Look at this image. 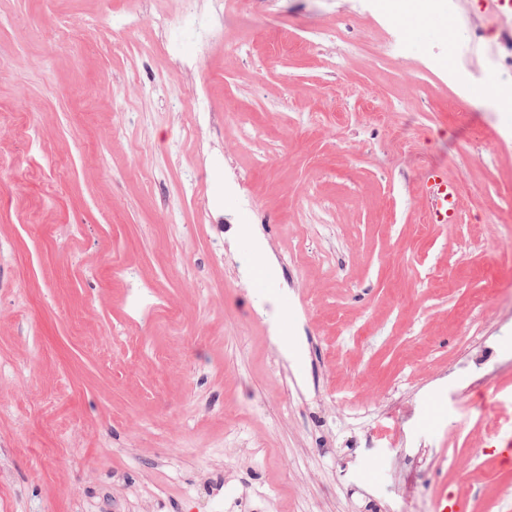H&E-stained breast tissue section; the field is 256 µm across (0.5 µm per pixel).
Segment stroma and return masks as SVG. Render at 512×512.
Returning a JSON list of instances; mask_svg holds the SVG:
<instances>
[{"mask_svg":"<svg viewBox=\"0 0 512 512\" xmlns=\"http://www.w3.org/2000/svg\"><path fill=\"white\" fill-rule=\"evenodd\" d=\"M444 4L0 0V512H512V112L432 65L512 17ZM397 18L412 38H419L429 31L427 19L413 2H408L398 10ZM425 186L431 209V223L454 224L456 221L455 197L457 188L448 180V176L440 168L428 169L425 173ZM448 202H453L448 208Z\"/></svg>","mask_w":512,"mask_h":512,"instance_id":"stroma-1","label":"stroma"}]
</instances>
